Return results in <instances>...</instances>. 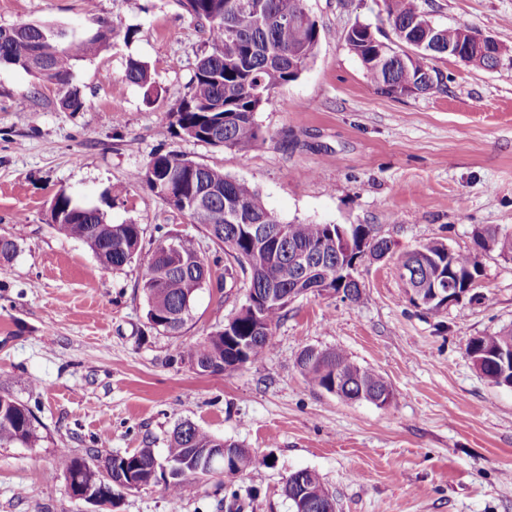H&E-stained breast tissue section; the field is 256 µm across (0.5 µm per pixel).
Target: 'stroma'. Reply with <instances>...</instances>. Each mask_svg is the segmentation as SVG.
<instances>
[{
    "label": "stroma",
    "instance_id": "35a3bbf8",
    "mask_svg": "<svg viewBox=\"0 0 512 512\" xmlns=\"http://www.w3.org/2000/svg\"><path fill=\"white\" fill-rule=\"evenodd\" d=\"M439 26H468L512 53V0H414ZM321 39L299 78L255 114L247 152L166 133L171 104L211 45L177 0H0V27L48 22L78 30L114 19L119 35L73 68L86 104L63 109L55 86L0 67V234L18 253L0 264V393L29 407L37 439L0 447V512H293L288 476L315 471L336 512H512V389L490 384L466 353L471 337L512 327V255L481 258L478 299L433 314L410 301L398 259L431 240L471 251L478 230L512 232V63L479 69L437 61L445 83L382 93L346 45L355 23L395 44L384 0H308ZM139 28L126 41V27ZM151 67L153 95L124 78ZM174 152L251 183L285 222L361 224L387 240L354 272L362 295L332 290L289 303L275 347L230 375H201L179 353L246 302L248 276L204 229L129 177ZM100 207L144 239L188 235L216 259L192 319L150 330L141 260L104 268L82 241L50 230L58 191ZM307 347L339 349L377 370L395 399L346 403L307 384ZM190 420L261 458L233 478L163 480L115 489L113 505L75 499L58 449L89 457L152 449L164 460L174 425Z\"/></svg>",
    "mask_w": 512,
    "mask_h": 512
}]
</instances>
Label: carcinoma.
Listing matches in <instances>:
<instances>
[{
	"instance_id": "carcinoma-1",
	"label": "carcinoma",
	"mask_w": 512,
	"mask_h": 512,
	"mask_svg": "<svg viewBox=\"0 0 512 512\" xmlns=\"http://www.w3.org/2000/svg\"><path fill=\"white\" fill-rule=\"evenodd\" d=\"M189 15L208 31L211 52L195 66L189 91L170 108L173 118L169 134L197 142L224 146L246 152L262 138L254 115L273 94L295 81L314 58L321 32L311 16L307 0H178ZM387 20L399 42L407 49L382 50L381 44L364 34L346 37L349 50L363 63L367 77L384 93L404 96L413 90L427 92L443 84V74L434 61L445 58L448 44L464 35L461 27H433L413 0H385ZM293 13L297 25L282 27L272 18L282 12ZM13 36L0 41V66L29 71V57L39 51L49 63V71L35 74L38 79L57 86L60 105L71 112L80 111L85 100L72 85L77 61L98 54L110 45L116 31L114 22L99 19L93 29L60 37L62 28L45 23H19ZM435 46L428 52L418 47ZM124 77L127 81L154 91L150 66L131 59ZM132 182L144 186L169 207L186 214L190 223L204 228L224 252L249 270L247 298L265 299L269 293L297 294L312 291L319 282L305 278L295 255L306 253L314 266L334 274L336 263H350L362 257L363 249L390 250L384 239L371 235L361 225L282 222L266 208L258 191L246 181L231 179L220 168L209 167L183 156L157 153L145 168L132 175ZM250 224L270 228L267 241L253 239L245 229ZM49 225L59 236L83 241L107 269L121 270L132 263L143 249V231L138 224H111L97 207L77 203L65 191L56 194L50 207ZM497 240V249L512 253V235L496 228L477 233L475 245ZM172 238L154 243L149 249L140 275V288L147 299L150 328L169 334L179 333L191 318L195 293L211 278L209 261L198 252L189 236L177 237V251L168 248ZM425 263L411 271L420 282L448 273L447 245L430 241L419 247ZM453 274L462 278L481 276L476 252L453 253ZM330 289L356 302L360 285L338 277ZM285 310L275 300L261 310L257 320L251 309L243 307L224 326L180 352L182 360L197 373L212 367L213 374H232L261 359L274 343V330ZM468 356L481 360L479 371L493 385H499L502 371L491 356H512V329L500 330L468 341ZM305 381L326 392L338 384L337 398L361 401L384 398L392 403L394 392L377 371L355 363L341 350H321L317 355L304 349L297 360ZM37 438L35 417L25 405L7 394L0 395V446L27 447ZM223 444L205 430L188 421L175 425L167 458L196 462V457ZM229 452L237 460V473L253 469L257 459L240 445L230 443ZM58 466L75 489L73 480L87 482L106 468L104 477L154 480L156 458L152 449L132 454H94L91 460L76 457L62 449Z\"/></svg>"
}]
</instances>
